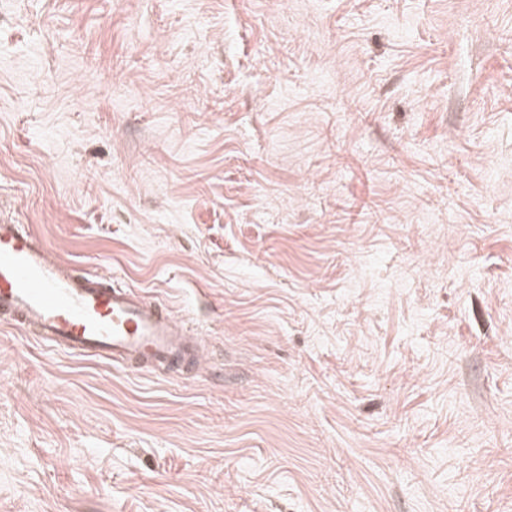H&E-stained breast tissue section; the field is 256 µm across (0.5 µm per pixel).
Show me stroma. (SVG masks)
I'll use <instances>...</instances> for the list:
<instances>
[{
    "mask_svg": "<svg viewBox=\"0 0 512 512\" xmlns=\"http://www.w3.org/2000/svg\"><path fill=\"white\" fill-rule=\"evenodd\" d=\"M0 221L211 340L0 327V512H512V0H0Z\"/></svg>",
    "mask_w": 512,
    "mask_h": 512,
    "instance_id": "stroma-1",
    "label": "stroma"
}]
</instances>
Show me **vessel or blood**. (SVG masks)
Wrapping results in <instances>:
<instances>
[{
    "mask_svg": "<svg viewBox=\"0 0 512 512\" xmlns=\"http://www.w3.org/2000/svg\"><path fill=\"white\" fill-rule=\"evenodd\" d=\"M0 325L42 346L130 372L197 370L207 336L145 292L78 274L26 224L0 222Z\"/></svg>",
    "mask_w": 512,
    "mask_h": 512,
    "instance_id": "obj_1",
    "label": "vessel or blood"
}]
</instances>
